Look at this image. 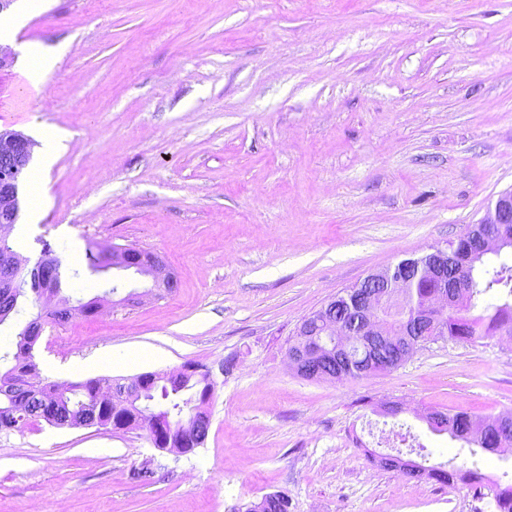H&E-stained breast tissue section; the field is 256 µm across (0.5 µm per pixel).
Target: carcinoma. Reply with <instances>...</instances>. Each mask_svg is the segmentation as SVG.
Instances as JSON below:
<instances>
[{"label":"carcinoma","mask_w":512,"mask_h":512,"mask_svg":"<svg viewBox=\"0 0 512 512\" xmlns=\"http://www.w3.org/2000/svg\"><path fill=\"white\" fill-rule=\"evenodd\" d=\"M482 231L483 225L470 224L456 238L448 241V292L454 294V301L448 305V312L436 319L435 332L428 331L415 337L411 350L441 337L473 342L512 332V265L499 257L491 259L476 249L475 243ZM28 277V289L14 288L7 295L0 288V312L16 313L30 301L39 303L44 290L59 291L62 288L60 262L51 252L48 253L46 264L31 269ZM434 292V282L425 276L420 277L405 305L386 312L389 329L398 332L404 328V322H412L429 314ZM488 294L498 297V302L486 305L478 315L473 314V300ZM94 313L96 310L92 301L72 305L64 298L55 309H39L36 317L28 323V329L16 335L15 364L0 373V431L20 429L38 420L61 428L79 416L86 422L96 419L113 430H146L149 413L146 412L144 401L149 399L156 402L159 414L173 420L197 418V438H207L210 417H204L200 412L207 410L214 383L200 364H192L193 371L188 375L148 381L143 387L142 401L131 403L130 407L117 415L112 413V404L102 405L98 402L99 378L74 381L62 389L54 382L40 380L38 366L28 356L31 346L39 338L38 329L49 322L62 323L76 315ZM323 314L336 320L337 327L343 329L346 325L345 309L322 308L304 319L307 340L331 348L333 338L326 334L319 321ZM393 352L392 347L381 351L356 342L344 355L343 364L336 363L332 356L323 364V369L340 373L337 377L339 381L360 379L392 370ZM427 422L433 432L446 433L452 439L474 447L470 451L474 456L472 467L463 469L443 464L423 466L399 456L393 457L390 462L379 456L377 464L387 470H399L414 479L435 480L444 484L481 482L485 475L481 473L479 460L475 459L478 450L495 453L502 448H512V422L499 416L478 420L467 412H435L433 417L427 418ZM494 494L498 512H512V485L502 488L497 484ZM289 507L288 496L283 493L275 492L263 497L264 512H288Z\"/></svg>","instance_id":"cac0c4a2"}]
</instances>
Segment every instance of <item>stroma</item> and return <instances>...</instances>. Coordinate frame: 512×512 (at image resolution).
<instances>
[{
  "label": "stroma",
  "mask_w": 512,
  "mask_h": 512,
  "mask_svg": "<svg viewBox=\"0 0 512 512\" xmlns=\"http://www.w3.org/2000/svg\"><path fill=\"white\" fill-rule=\"evenodd\" d=\"M0 71V130L67 148L39 214L6 239L27 263L51 245L70 299L95 315L45 325L42 380L214 370L210 429L191 454L145 430L0 432V512H238L272 492L290 512H497L512 454L480 485L387 471L381 430L408 429L423 465L469 466L427 413L512 411V346L423 344L398 368L308 381L287 357L333 296L479 222L512 188V0H41ZM32 45L60 56L21 92ZM161 253L173 293L134 307L132 273L87 269V249ZM152 356L129 360L132 351ZM113 353L99 365V352ZM230 374L218 368L228 357ZM402 403L393 418L377 414ZM151 482L136 479L143 465Z\"/></svg>",
  "instance_id": "35a3bbf8"
}]
</instances>
